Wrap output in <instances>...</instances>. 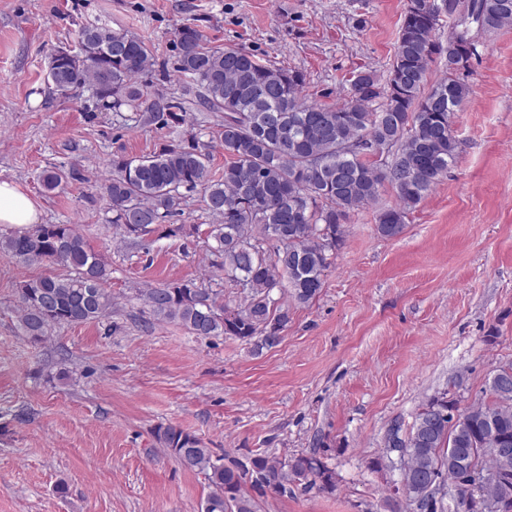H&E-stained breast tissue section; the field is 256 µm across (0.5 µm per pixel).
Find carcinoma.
<instances>
[{"mask_svg":"<svg viewBox=\"0 0 512 512\" xmlns=\"http://www.w3.org/2000/svg\"><path fill=\"white\" fill-rule=\"evenodd\" d=\"M460 16L448 45L437 39L440 16L427 0H408L394 59L384 78L364 69L348 79L339 107L301 98L304 75L266 65L233 47L212 49L185 24L177 31L175 72L204 89L207 109L224 113L213 138L224 148V171L214 178L209 145L194 132L191 113L178 104L149 112L148 120L178 132L176 139L142 157L113 155L105 184L110 223L122 241L144 246L149 236L177 237L184 225L166 220L181 211L186 194L203 191L217 219L206 239L218 258L214 267L241 288L244 303L218 302L213 290L192 280L147 288L144 304L159 320L176 322L194 336H232L258 348L273 347L288 325V305L273 297L287 290L297 305L317 298L330 258L342 242L341 224L350 211L375 201L387 182L400 204L382 210L377 233L400 236L408 215L448 173L458 140L454 117L471 94L465 81L475 46L456 44L460 34L512 25V0H455ZM82 61L52 57L47 81L68 97L89 88L102 107L139 108L136 84L154 65L147 43L106 25L78 30ZM440 62L446 77L429 82ZM347 141L381 144L390 153L383 166L369 154H349ZM0 250L24 265L60 266L63 274L26 279L19 285L20 326L35 342L56 325L83 323L112 314L105 285L110 267L73 224H32L0 230ZM486 399L461 410L447 394L429 398L412 426L388 430V459L401 474L408 512H487L475 499L512 512V361L498 366ZM156 441L184 467L205 473L211 491L202 512H257L243 493L244 480L277 494L336 490V473L317 454L256 456L250 465H224L200 438L160 425Z\"/></svg>","mask_w":512,"mask_h":512,"instance_id":"1","label":"carcinoma"}]
</instances>
